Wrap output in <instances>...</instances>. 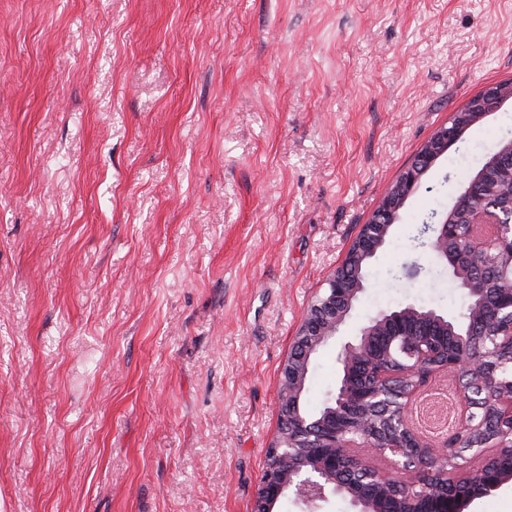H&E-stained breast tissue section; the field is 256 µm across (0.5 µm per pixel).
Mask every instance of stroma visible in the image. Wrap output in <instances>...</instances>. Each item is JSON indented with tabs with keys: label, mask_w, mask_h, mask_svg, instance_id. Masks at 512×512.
<instances>
[{
	"label": "stroma",
	"mask_w": 512,
	"mask_h": 512,
	"mask_svg": "<svg viewBox=\"0 0 512 512\" xmlns=\"http://www.w3.org/2000/svg\"><path fill=\"white\" fill-rule=\"evenodd\" d=\"M509 79L512 0H0V512H251L311 301ZM510 137L512 100L424 177L346 334L459 312L414 237ZM462 413L438 374L409 419L438 445Z\"/></svg>",
	"instance_id": "stroma-1"
}]
</instances>
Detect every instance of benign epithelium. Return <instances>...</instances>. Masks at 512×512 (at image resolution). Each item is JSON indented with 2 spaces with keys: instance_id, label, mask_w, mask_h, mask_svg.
<instances>
[{
  "instance_id": "benign-epithelium-1",
  "label": "benign epithelium",
  "mask_w": 512,
  "mask_h": 512,
  "mask_svg": "<svg viewBox=\"0 0 512 512\" xmlns=\"http://www.w3.org/2000/svg\"><path fill=\"white\" fill-rule=\"evenodd\" d=\"M512 100V85L499 84L471 99L455 112L448 123L439 126L423 145L411 164L398 176L381 204L362 226L359 236L346 254L342 266L326 280V288L311 303L294 345L280 369L278 387L281 437L270 444L267 463L256 491L252 512H273L277 502L294 493L306 506L326 499L327 494L349 498L358 512H388L384 497L377 491L369 495L351 485L336 482V471L356 461L353 448H368L388 460V468L377 471L375 483L392 491L403 485L421 487L419 497L432 503V512H466L475 496L450 491L448 474L436 472V465L465 447L457 435L440 446L423 440L409 425L407 415L412 396L435 373L446 372L460 378L458 391L464 405L463 421L471 422L467 387L463 378L473 375L477 384L488 390L512 392V381H504L498 365L485 354L461 348L451 360L435 361L427 338L405 342L404 351L411 363L407 384L401 389L385 383L388 372L378 366L367 371L374 380L370 389L360 386L358 368L363 366L365 343L383 327L400 336L402 322L422 317L448 327L450 317L430 310L420 312L415 304L369 318L355 336L341 345L339 359L347 376L341 398L358 407L360 420L351 429L336 430L331 413L319 417L301 410L300 397L305 388L309 362L323 346L342 336V328L351 316L359 295L367 288L363 266L371 262L387 243L393 225L402 218L407 200L448 149L463 141L472 127L490 113ZM512 171V138L503 140L487 155L482 165L458 184L448 207L430 213L423 223L429 225L430 241L424 246L448 268L452 284H462L464 273L448 262V241L463 240L468 255L486 269L497 271L512 267V195L499 182L503 171ZM475 297L472 335L485 336L493 331L497 352H512V288H473ZM512 481V469H491L483 474L480 495L485 496Z\"/></svg>"
}]
</instances>
